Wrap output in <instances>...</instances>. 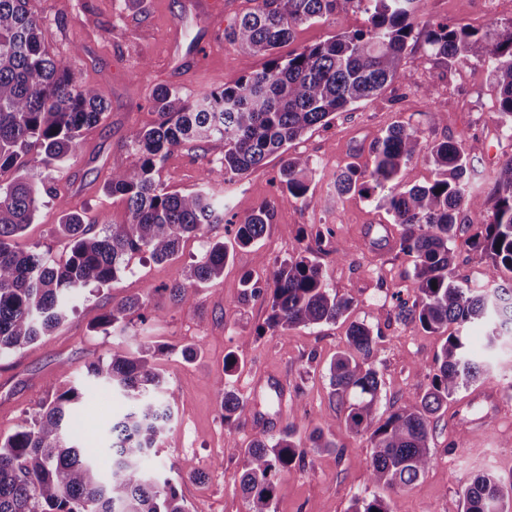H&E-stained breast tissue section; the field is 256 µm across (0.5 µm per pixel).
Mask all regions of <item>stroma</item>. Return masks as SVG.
I'll use <instances>...</instances> for the list:
<instances>
[{"mask_svg": "<svg viewBox=\"0 0 512 512\" xmlns=\"http://www.w3.org/2000/svg\"><path fill=\"white\" fill-rule=\"evenodd\" d=\"M30 6L42 20L50 53L69 58L79 79L110 104L103 122L84 131L77 157L46 171L54 195L13 241L19 250L46 252L61 263L69 255L57 234L63 211L99 226L127 222L125 200L108 194L104 185L113 171L137 164L139 155L127 137L155 123V87L177 89L192 102L261 70L265 60L241 55L224 38L225 30L254 8V0H31ZM421 13L482 29L512 20V0H421ZM366 25L360 10L306 23L280 53ZM434 110L447 114V125L428 128L427 114ZM397 120L427 127L433 139L476 145L470 157L474 187L490 200L487 176L512 156V137L498 127L487 67L474 60L447 66L428 56L420 41L408 48L397 82L293 143L292 152L308 156L316 168L306 201L280 189L279 156L233 181L206 185L202 173L223 158V140L175 148L158 163L157 180L170 192L207 187L225 204L223 223L212 226L207 237L185 238L173 260L159 263L144 252L134 255L117 282L72 297L71 310L52 336L1 354L0 436L11 433L64 384H87L90 357L151 347L175 394V423L144 457L143 467L171 478L189 512H247L238 492L243 452L251 441L276 440L291 424L304 440L315 428H331L337 448L308 452L303 463L282 474L274 512H351L356 499L376 493L368 469L370 443L345 428L343 411L330 396L328 367L346 347L345 323L301 326L259 338L255 330L267 317V304L243 300L241 293L245 274L262 281L274 260L307 256L321 265L330 293L351 299L350 320L383 335L375 358L382 380L379 414L429 389L445 337L395 319L399 304L415 299L403 285L413 262L399 247L402 228L391 222L377 198L354 192L340 196L333 186L347 167L370 169L372 143ZM265 203L272 220L264 236L252 247L235 249L222 278L190 288V302L172 306L166 289L186 282L205 238H232L235 224ZM324 228L332 233L326 245L316 237ZM132 297L145 299L148 308H161L162 316L148 317L130 334L100 327L113 302ZM189 348L197 350V357H186ZM230 352L240 367L228 378L229 385L247 405L245 417L232 426L224 423L217 385ZM511 380L512 349L506 347L479 382L460 391L447 411L433 419V463L415 484L386 491L392 512H447L457 491L474 476L512 479V395L504 390ZM274 383L285 384L286 400L271 391ZM128 408L127 399L116 392L87 395L81 405L85 431L109 428ZM198 470L206 471L204 481L193 480Z\"/></svg>", "mask_w": 512, "mask_h": 512, "instance_id": "obj_1", "label": "stroma"}]
</instances>
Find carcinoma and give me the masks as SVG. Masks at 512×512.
I'll use <instances>...</instances> for the list:
<instances>
[{
    "instance_id": "1",
    "label": "carcinoma",
    "mask_w": 512,
    "mask_h": 512,
    "mask_svg": "<svg viewBox=\"0 0 512 512\" xmlns=\"http://www.w3.org/2000/svg\"><path fill=\"white\" fill-rule=\"evenodd\" d=\"M255 2L227 37L239 53L266 56L268 64L193 103L173 88H156V124L128 136L139 153L138 164L112 171L106 184L108 193L126 199L128 222L108 224L97 234L83 216L63 212L58 234L68 241L70 255L58 264L45 253L16 251L12 241L51 194L42 170L58 169L78 155L83 131L106 118L108 103L77 80L68 59L48 52L29 0H0V170L17 172L11 183L0 184V354L50 335L65 319L74 294L115 281L132 255L146 252L157 262L168 261L179 253L184 237L224 223V204L208 192H168L156 180L157 163L174 148L224 140V158L205 171V184L216 178L231 181L280 153V187L295 199H307L315 169L310 158L288 153V144L397 81L413 38L422 39L429 56L450 67L471 59L486 64L498 92L500 130L512 133V21L484 32L453 27L420 19L418 0ZM354 9L368 14L366 28L339 33L285 58L278 55L298 26ZM474 150L448 138L433 140L426 129L396 121L371 145V170L348 167L336 175L340 194L387 190L381 207L403 228L400 249L414 258L406 287L417 299L399 305L397 320L448 333L430 388L404 398L384 418L377 414L381 380L374 367L382 336L364 323H351L345 350L330 364L331 395L345 405L344 426L368 435L371 479L382 489L411 485L427 473L433 462L431 418L449 398L478 382L489 357L512 337V285L497 284L501 269L512 272V157L498 166L494 206L488 210L470 189L468 155ZM420 156L434 165L436 178L425 185H400L401 166ZM464 216L475 227L468 246L484 261L489 288L458 284L454 245ZM270 221V207L264 204L238 225L232 242H208L189 270L190 284L223 275L231 252L256 243ZM270 280L265 286L249 274L242 280L244 298L261 297L269 307L256 329L258 337L335 323L352 306L351 299L325 288L322 267L304 256L274 261ZM144 309L139 298L119 300L101 326L125 331L134 320H145ZM474 325L483 327L477 345L467 333ZM87 373L95 386L112 388L131 403L109 427V477L102 476L86 448L97 437L77 434L87 388L71 386L0 439V512H188L176 486L140 464L175 420L174 395L149 350L138 356L113 353L107 360L93 357ZM218 384L224 423L232 424L242 418L245 405L224 380ZM295 435L290 425L274 443L255 440L245 449L240 491L249 512H270L278 476L307 454ZM309 440L316 451L336 448L330 430L317 428ZM351 512L391 510L375 493L356 499ZM450 512H512V480L475 477L461 487Z\"/></svg>"
}]
</instances>
